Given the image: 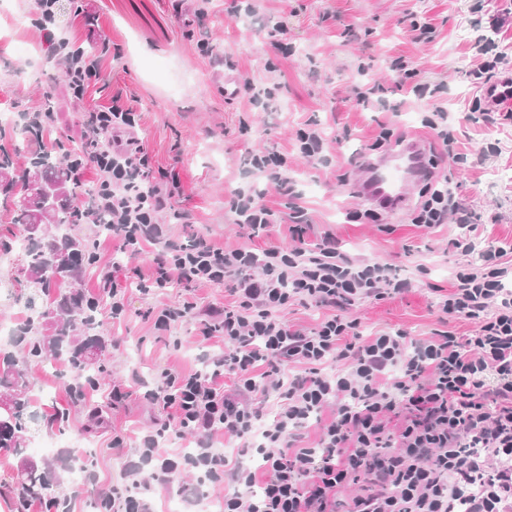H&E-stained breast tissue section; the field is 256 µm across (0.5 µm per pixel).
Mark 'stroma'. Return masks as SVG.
Listing matches in <instances>:
<instances>
[{
	"mask_svg": "<svg viewBox=\"0 0 512 512\" xmlns=\"http://www.w3.org/2000/svg\"><path fill=\"white\" fill-rule=\"evenodd\" d=\"M237 3L209 0L200 16L196 0H60L58 28L87 49L110 45L101 80L77 105L62 66L30 24L37 0H0V113L18 116L54 102L58 119L46 132V141L80 145L91 134L89 113L121 96L141 114L135 135L153 169L175 173L179 180L170 204L184 218L174 225L175 236L258 252L289 247L286 226L271 225L255 235L233 223L228 213L232 193L251 183L282 215H289L293 203L310 209L314 224L309 241L328 231L355 258L409 271L427 266V275L414 288L352 310L364 333L403 329L416 338L445 328L470 333L468 321L442 320L436 307V291L449 288L448 272L457 261L448 250L455 224L430 232L400 213L388 214L382 226L348 221V212L364 209L365 202L351 196L339 177L360 178L352 161L374 142L381 124L394 123L409 138L429 143L430 135L421 126L425 103L415 102L412 93L395 85L391 63L405 57L417 81L443 86L441 99L468 155L464 166L453 168L452 181L478 226L477 249L512 243V125L470 120L480 89L468 76L485 35L493 37L503 55L502 72L512 74V0H262L251 21L238 17ZM79 6L84 9L80 15L75 12ZM270 17L285 22L293 54L285 56L274 48L265 25ZM411 19L430 22L436 39L410 41L406 23ZM270 64L277 66L280 78L273 91L274 108L267 111L251 105L249 97L251 87H265ZM365 75L386 88L384 105L371 111L352 101L353 89ZM228 85L234 90L229 98L224 95ZM311 120L333 142L322 164L297 156L295 132ZM258 149L287 156L292 196L282 195L271 181L255 182L246 174L244 164ZM18 267L17 252L0 255V321L25 319L22 299L28 288ZM184 295L175 284L147 295L132 285L127 319L112 322L107 308H100L102 334L112 345L97 388L86 396L105 408V420L94 434L85 432V409L70 399L66 367L25 362L38 414L28 424V447L51 434L63 442L87 439L92 451L89 467L96 481L73 498L74 512H95L97 492L124 483L126 463L134 458L140 438L163 419L160 407L142 399L143 382L163 367L195 372L203 355L222 351V344L199 343L191 319L179 322L169 338L155 330L149 309ZM176 337L181 340L177 346L172 343ZM121 379L131 380V395L116 404L109 393ZM58 407L70 410L62 429L45 421ZM117 435L125 441L119 450L112 446Z\"/></svg>",
	"mask_w": 512,
	"mask_h": 512,
	"instance_id": "obj_1",
	"label": "stroma"
}]
</instances>
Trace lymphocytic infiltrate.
Returning a JSON list of instances; mask_svg holds the SVG:
<instances>
[{"label":"lymphocytic infiltrate","mask_w":512,"mask_h":512,"mask_svg":"<svg viewBox=\"0 0 512 512\" xmlns=\"http://www.w3.org/2000/svg\"><path fill=\"white\" fill-rule=\"evenodd\" d=\"M58 0H38L32 20L49 54L64 66L75 98L100 78V56L86 53L69 35L51 30ZM398 85H411L416 100L432 105L423 115L436 148L422 156V187L410 216L432 229L455 221L448 246L460 257L451 286L439 294L441 314L473 323L468 334L438 330L414 338L402 329L363 335L348 313L413 285L391 265L364 262L341 250L331 233L306 242L312 219L295 208L291 248L226 249L204 240H176L161 215L173 184L155 175L144 146L130 132L131 107L113 98L90 113L93 137L68 164L75 176L87 166L98 175L93 203L80 221L100 216L117 226L129 261L124 277L141 293L178 283L230 285L233 300L199 310L197 301L152 310L157 332L170 334L195 319L200 342L223 344L205 368L185 374L158 371L143 399L167 418L140 439L127 469L152 467L156 481H172L183 465L206 480L230 484L224 512H336L338 493L358 491L347 512H512V264L505 246L476 251L477 227L469 209L448 191L439 159L466 164L453 119L438 103L440 86L416 82L405 58L393 60ZM235 223L260 231L281 223L261 196L240 189L229 202ZM152 249L150 275L134 264ZM479 260H472V253ZM325 310L312 328L290 324L293 304ZM192 434L195 458L171 455L162 440L169 430ZM233 440L242 457L218 451L216 434Z\"/></svg>","instance_id":"f902f5d3"}]
</instances>
